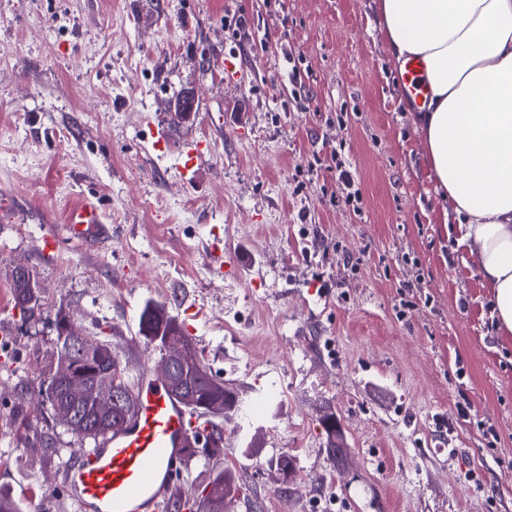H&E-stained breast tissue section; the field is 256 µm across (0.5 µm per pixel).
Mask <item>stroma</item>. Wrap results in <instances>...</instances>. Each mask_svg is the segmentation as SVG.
Instances as JSON below:
<instances>
[{
  "instance_id": "obj_1",
  "label": "stroma",
  "mask_w": 512,
  "mask_h": 512,
  "mask_svg": "<svg viewBox=\"0 0 512 512\" xmlns=\"http://www.w3.org/2000/svg\"><path fill=\"white\" fill-rule=\"evenodd\" d=\"M85 202L108 236L70 237ZM18 264L41 285L31 314ZM149 301L196 311L187 335L238 394L223 454L185 466L199 489L236 475L230 512H512V339L439 221L374 0H0V492L23 512H62L56 472L83 445L38 400L57 311L136 376L160 358L138 333ZM333 161L336 168V182L345 203L351 205L353 208L358 207L361 201V193L358 183L350 170V166L337 156L333 158ZM10 289L14 307L19 303V298L16 293V288L20 295V303L18 309L24 308L26 310L34 309L40 303L39 284L35 281L29 269L24 265L15 266L10 273ZM14 287V288H13Z\"/></svg>"
}]
</instances>
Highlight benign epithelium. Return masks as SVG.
<instances>
[{"mask_svg": "<svg viewBox=\"0 0 512 512\" xmlns=\"http://www.w3.org/2000/svg\"><path fill=\"white\" fill-rule=\"evenodd\" d=\"M10 282L18 289L19 307L26 310L40 303L39 284L24 265L15 266L10 273ZM59 341L53 351L57 379L63 384L62 401L54 408L56 422L70 434L84 438L94 428L100 427L109 432L121 429L136 410L135 388L112 378V371L82 375L75 371V360L92 351L110 361L117 360L112 346L100 340L90 343L78 334L71 323L69 314L57 313ZM160 354L159 374L175 397L189 410H204L211 417L224 416L235 408L232 400L226 397L223 383L213 382L216 397L206 401H197L187 380V371L197 376L208 375L204 362L195 354L189 340L181 335L169 333L152 341ZM206 512H225L226 503L234 496V490H207Z\"/></svg>", "mask_w": 512, "mask_h": 512, "instance_id": "obj_1", "label": "benign epithelium"}]
</instances>
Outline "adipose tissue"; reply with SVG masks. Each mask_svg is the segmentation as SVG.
Segmentation results:
<instances>
[{"label":"adipose tissue","instance_id":"ef3b65f1","mask_svg":"<svg viewBox=\"0 0 512 512\" xmlns=\"http://www.w3.org/2000/svg\"><path fill=\"white\" fill-rule=\"evenodd\" d=\"M399 62L422 58L431 96L415 114L459 241L512 335V0H376Z\"/></svg>","mask_w":512,"mask_h":512}]
</instances>
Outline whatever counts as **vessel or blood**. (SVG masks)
I'll list each match as a JSON object with an SVG mask.
<instances>
[{"mask_svg": "<svg viewBox=\"0 0 512 512\" xmlns=\"http://www.w3.org/2000/svg\"><path fill=\"white\" fill-rule=\"evenodd\" d=\"M423 71L422 60L414 58L400 76L407 99L418 106L429 94ZM68 223L79 240L104 232L97 210L87 204L72 210ZM138 389V406L126 426L101 446L79 450L61 473L78 512H160L183 467L181 440L204 429L151 374L141 375Z\"/></svg>", "mask_w": 512, "mask_h": 512, "instance_id": "b4317fda", "label": "vessel or blood"}]
</instances>
